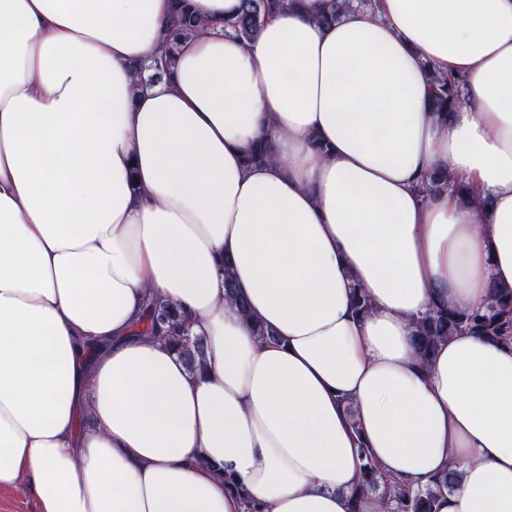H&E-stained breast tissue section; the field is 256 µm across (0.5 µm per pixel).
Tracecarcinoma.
<instances>
[{"label": "carcinoma", "instance_id": "1", "mask_svg": "<svg viewBox=\"0 0 512 512\" xmlns=\"http://www.w3.org/2000/svg\"><path fill=\"white\" fill-rule=\"evenodd\" d=\"M371 0H333L324 15L320 17L323 24L336 22L341 12L353 6L368 7ZM294 6V0H242V7L237 17L229 23L239 39L250 40L256 37L265 21ZM201 26L200 18L188 5H183L172 34L166 39L162 53L153 61L156 73L164 72L173 60L179 42L197 34ZM432 103L436 112H449L454 107L463 79L452 74L435 73L431 76ZM461 191L462 187L448 182V175H434L424 181L420 192L430 195L440 191ZM224 286L227 299L232 302L242 315H248L247 307L236 291L230 275V265L224 264ZM145 333L164 331L171 335V340L191 363L195 354L203 348L198 337L189 338V320L172 304L152 298L144 314ZM416 332L422 361L427 363L434 356L439 343L450 336L472 334L480 336L494 344H512V289H489L486 304L474 311H461L451 305H440L417 319ZM192 343L195 352H190L182 343ZM355 500L374 498L379 502L382 512H437V496L433 489L409 490L397 481L383 478L377 468L366 464L360 472L355 489Z\"/></svg>", "mask_w": 512, "mask_h": 512}]
</instances>
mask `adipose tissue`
<instances>
[{
	"label": "adipose tissue",
	"instance_id": "adipose-tissue-1",
	"mask_svg": "<svg viewBox=\"0 0 512 512\" xmlns=\"http://www.w3.org/2000/svg\"><path fill=\"white\" fill-rule=\"evenodd\" d=\"M176 2L0 0V491L243 512L229 475L261 512H378L353 501L369 462L438 512H512V348L453 336L426 364L415 330L512 288V0L327 27L296 0L251 40L241 0H190L202 30L140 73ZM435 171L468 194L420 193ZM153 297L195 362L141 335ZM463 79L452 73H434L431 76L432 103L434 112H446L452 110L463 85ZM144 324L146 329L143 331L144 334L164 331L171 335L168 337L189 362H195V353H201L203 344L199 337H195L191 342L195 349L194 353L185 349L190 343V338L187 336L189 335V320L169 302L157 298L150 299L144 314ZM182 342L187 344H182Z\"/></svg>",
	"mask_w": 512,
	"mask_h": 512
}]
</instances>
